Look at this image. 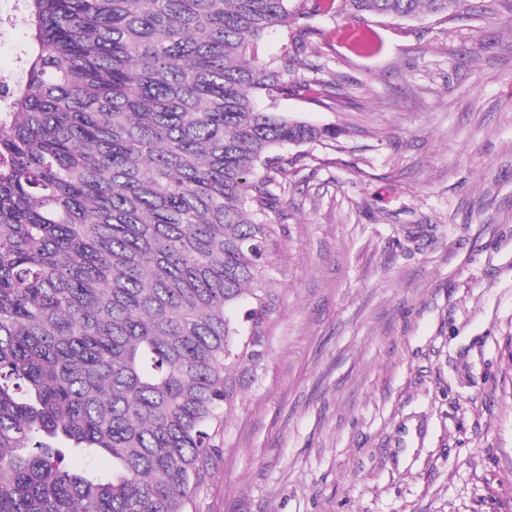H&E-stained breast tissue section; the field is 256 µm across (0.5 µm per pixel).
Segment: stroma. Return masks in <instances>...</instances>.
Masks as SVG:
<instances>
[{
  "label": "stroma",
  "instance_id": "obj_1",
  "mask_svg": "<svg viewBox=\"0 0 512 512\" xmlns=\"http://www.w3.org/2000/svg\"><path fill=\"white\" fill-rule=\"evenodd\" d=\"M317 30L262 98L336 128L273 185L275 304L193 512H512V7Z\"/></svg>",
  "mask_w": 512,
  "mask_h": 512
}]
</instances>
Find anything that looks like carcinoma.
Instances as JSON below:
<instances>
[{"label":"carcinoma","mask_w":512,"mask_h":512,"mask_svg":"<svg viewBox=\"0 0 512 512\" xmlns=\"http://www.w3.org/2000/svg\"><path fill=\"white\" fill-rule=\"evenodd\" d=\"M333 4L412 20L463 0H25L0 111V512H188L258 333L279 199L336 130L261 112L298 89L258 41ZM296 152L290 153L288 149ZM106 457L101 473L69 464ZM23 75L21 52L16 53L12 68L6 73L0 75V108L6 105L12 90L20 81Z\"/></svg>","instance_id":"1"}]
</instances>
